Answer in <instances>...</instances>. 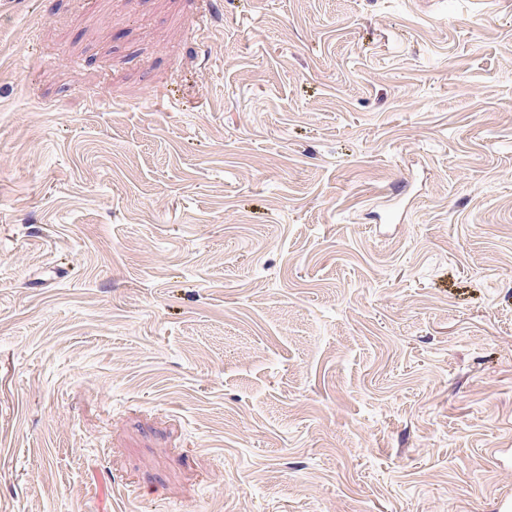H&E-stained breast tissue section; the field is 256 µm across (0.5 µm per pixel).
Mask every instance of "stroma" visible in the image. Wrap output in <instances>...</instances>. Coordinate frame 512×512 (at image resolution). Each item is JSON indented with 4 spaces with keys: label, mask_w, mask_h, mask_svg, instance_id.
<instances>
[{
    "label": "stroma",
    "mask_w": 512,
    "mask_h": 512,
    "mask_svg": "<svg viewBox=\"0 0 512 512\" xmlns=\"http://www.w3.org/2000/svg\"><path fill=\"white\" fill-rule=\"evenodd\" d=\"M512 0H0V512H493Z\"/></svg>",
    "instance_id": "35a3bbf8"
}]
</instances>
